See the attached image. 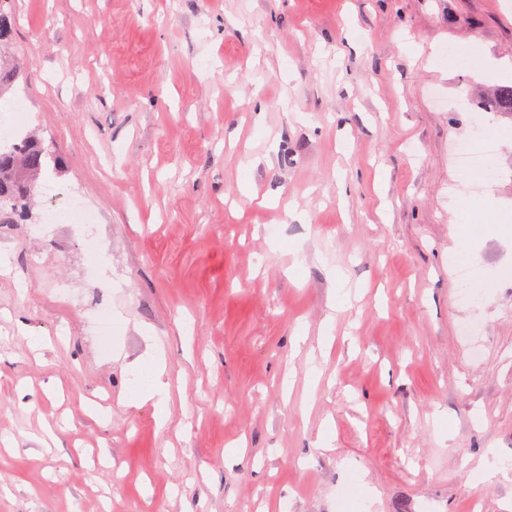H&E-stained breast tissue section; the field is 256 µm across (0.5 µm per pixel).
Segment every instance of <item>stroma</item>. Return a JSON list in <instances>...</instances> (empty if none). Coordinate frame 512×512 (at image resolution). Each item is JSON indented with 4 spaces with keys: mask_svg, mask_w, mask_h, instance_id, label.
<instances>
[{
    "mask_svg": "<svg viewBox=\"0 0 512 512\" xmlns=\"http://www.w3.org/2000/svg\"><path fill=\"white\" fill-rule=\"evenodd\" d=\"M13 6V105L100 235L0 224V512H506L512 0ZM483 123L503 175L449 208ZM157 368L151 374L148 384L142 388L137 398L142 401L153 400L155 404H163L168 397V385L162 380L164 367L156 362Z\"/></svg>",
    "mask_w": 512,
    "mask_h": 512,
    "instance_id": "1",
    "label": "stroma"
}]
</instances>
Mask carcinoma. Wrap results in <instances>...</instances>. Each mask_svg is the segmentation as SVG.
Masks as SVG:
<instances>
[{
	"label": "carcinoma",
	"mask_w": 512,
	"mask_h": 512,
	"mask_svg": "<svg viewBox=\"0 0 512 512\" xmlns=\"http://www.w3.org/2000/svg\"><path fill=\"white\" fill-rule=\"evenodd\" d=\"M12 0H0V101L13 97L18 80L10 56L15 18ZM491 111L512 119V84L499 86L490 101ZM48 154L38 143L0 150V224H18L27 217L30 203L47 168Z\"/></svg>",
	"instance_id": "carcinoma-1"
}]
</instances>
